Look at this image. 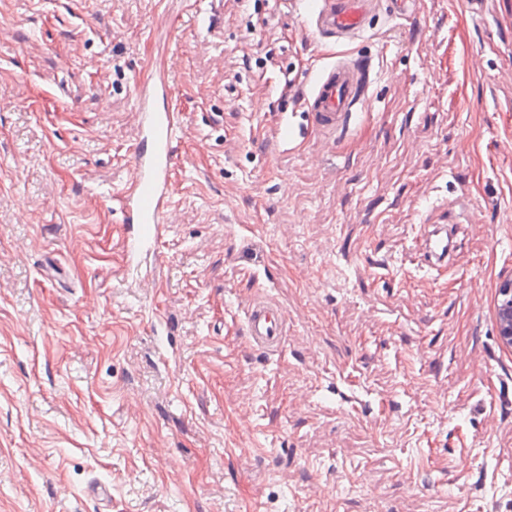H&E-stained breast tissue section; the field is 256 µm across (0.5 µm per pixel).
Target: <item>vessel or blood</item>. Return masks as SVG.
<instances>
[{"label": "vessel or blood", "instance_id": "obj_1", "mask_svg": "<svg viewBox=\"0 0 512 512\" xmlns=\"http://www.w3.org/2000/svg\"><path fill=\"white\" fill-rule=\"evenodd\" d=\"M374 0H316L310 21L326 39H354L366 29ZM372 83L369 67L357 57L341 55L319 67L305 97L306 115L319 133L333 138L345 135ZM171 78L156 69L151 78L138 82L134 94L141 114L140 142L134 162L138 176L122 196L125 224L134 235L128 242L129 255L147 243H159L164 235L166 211L172 195L173 142L179 128L178 114L169 98ZM419 245L425 264L438 269L448 265L456 241L447 225L428 224ZM247 334L256 347L275 351L285 334L279 306L269 299H256L246 312Z\"/></svg>", "mask_w": 512, "mask_h": 512}]
</instances>
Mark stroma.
I'll list each match as a JSON object with an SVG mask.
<instances>
[{
	"label": "stroma",
	"mask_w": 512,
	"mask_h": 512,
	"mask_svg": "<svg viewBox=\"0 0 512 512\" xmlns=\"http://www.w3.org/2000/svg\"><path fill=\"white\" fill-rule=\"evenodd\" d=\"M312 6L0 0V512H512V0L380 5L350 43ZM341 52L373 82L333 140L303 97ZM159 64L173 199L132 266ZM426 224L459 225L449 268ZM448 224H427L420 236L419 245L424 264L431 268H447L448 259L455 251L456 241ZM498 336L506 347H512V276L504 278L498 287ZM247 334L256 347L273 352L285 335L280 307L269 299H256L246 312Z\"/></svg>",
	"instance_id": "stroma-1"
}]
</instances>
